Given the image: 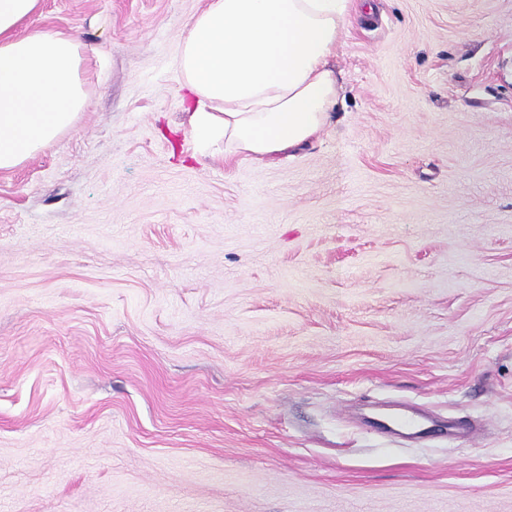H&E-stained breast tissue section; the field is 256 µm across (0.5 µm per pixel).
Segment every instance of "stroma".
<instances>
[{
  "label": "stroma",
  "mask_w": 512,
  "mask_h": 512,
  "mask_svg": "<svg viewBox=\"0 0 512 512\" xmlns=\"http://www.w3.org/2000/svg\"><path fill=\"white\" fill-rule=\"evenodd\" d=\"M207 5L31 20L89 106L0 171V512H512V0H352L329 125L265 166L194 154Z\"/></svg>",
  "instance_id": "1"
}]
</instances>
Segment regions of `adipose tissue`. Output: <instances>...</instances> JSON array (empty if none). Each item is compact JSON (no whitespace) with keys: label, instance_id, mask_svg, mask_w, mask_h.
Wrapping results in <instances>:
<instances>
[{"label":"adipose tissue","instance_id":"1","mask_svg":"<svg viewBox=\"0 0 512 512\" xmlns=\"http://www.w3.org/2000/svg\"><path fill=\"white\" fill-rule=\"evenodd\" d=\"M350 0H209L182 39L202 158L266 163L312 142L338 102L331 64ZM40 0H0V171L73 130L89 100L81 44L30 26Z\"/></svg>","mask_w":512,"mask_h":512}]
</instances>
